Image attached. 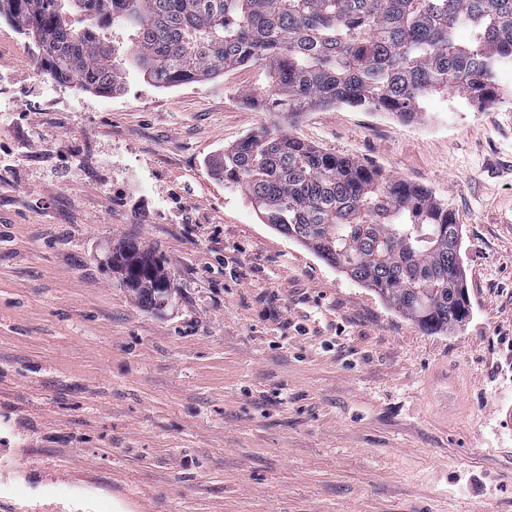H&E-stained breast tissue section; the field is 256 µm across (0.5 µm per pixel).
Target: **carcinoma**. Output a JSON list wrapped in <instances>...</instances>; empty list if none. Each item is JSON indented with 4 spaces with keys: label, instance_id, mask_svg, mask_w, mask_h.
Here are the masks:
<instances>
[{
    "label": "carcinoma",
    "instance_id": "carcinoma-1",
    "mask_svg": "<svg viewBox=\"0 0 512 512\" xmlns=\"http://www.w3.org/2000/svg\"><path fill=\"white\" fill-rule=\"evenodd\" d=\"M2 13L27 36L38 28L60 82L108 92L126 49L163 88L260 64L270 108L290 116L345 104L412 122L436 94L491 103L499 70L512 66V0H0ZM215 168L249 193L263 223L422 332L469 317L458 217L429 190L282 130L245 137ZM107 264L143 308L162 306L171 273L155 250L118 240Z\"/></svg>",
    "mask_w": 512,
    "mask_h": 512
}]
</instances>
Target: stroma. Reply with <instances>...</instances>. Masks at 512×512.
Returning <instances> with one entry per match:
<instances>
[{
	"label": "stroma",
	"instance_id": "obj_1",
	"mask_svg": "<svg viewBox=\"0 0 512 512\" xmlns=\"http://www.w3.org/2000/svg\"><path fill=\"white\" fill-rule=\"evenodd\" d=\"M0 18V512H512V68L486 110L407 123L246 105L261 67L52 105ZM287 130L452 205L470 316L429 335L262 223L211 166ZM130 239L168 263L162 313L101 268Z\"/></svg>",
	"mask_w": 512,
	"mask_h": 512
}]
</instances>
